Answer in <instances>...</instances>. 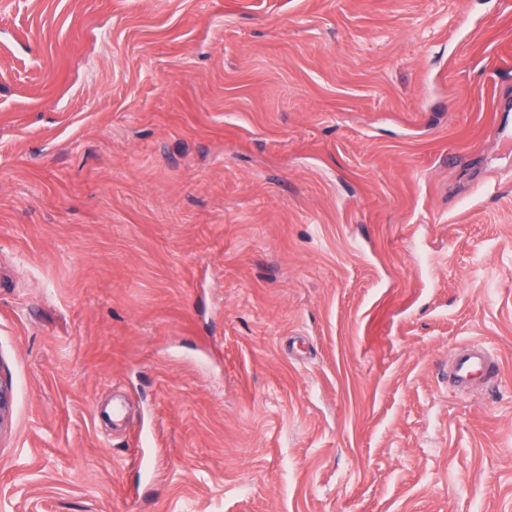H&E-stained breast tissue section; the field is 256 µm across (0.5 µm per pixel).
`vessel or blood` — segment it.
I'll return each mask as SVG.
<instances>
[{
	"instance_id": "1",
	"label": "vessel or blood",
	"mask_w": 512,
	"mask_h": 512,
	"mask_svg": "<svg viewBox=\"0 0 512 512\" xmlns=\"http://www.w3.org/2000/svg\"><path fill=\"white\" fill-rule=\"evenodd\" d=\"M500 372L499 361L491 355L484 342L475 340L453 351L449 373L458 395L474 394L483 383L498 377Z\"/></svg>"
}]
</instances>
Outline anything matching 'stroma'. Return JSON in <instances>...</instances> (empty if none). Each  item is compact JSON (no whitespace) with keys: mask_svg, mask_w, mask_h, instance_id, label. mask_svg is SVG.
I'll list each match as a JSON object with an SVG mask.
<instances>
[{"mask_svg":"<svg viewBox=\"0 0 512 512\" xmlns=\"http://www.w3.org/2000/svg\"><path fill=\"white\" fill-rule=\"evenodd\" d=\"M508 123L512 0H0V512H512ZM500 372V362L482 341H471L453 351L449 373L453 388L460 396L474 394L483 383L498 377Z\"/></svg>","mask_w":512,"mask_h":512,"instance_id":"stroma-1","label":"stroma"}]
</instances>
